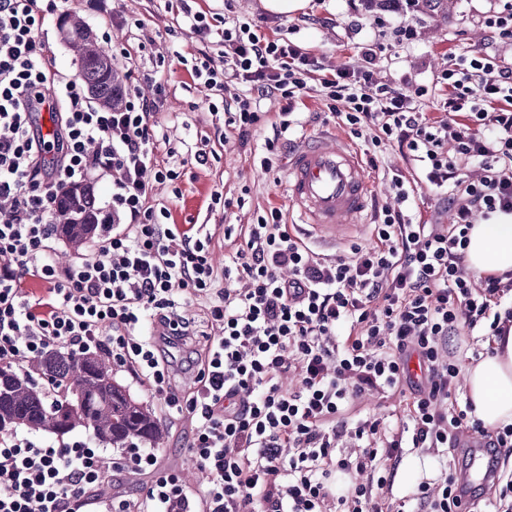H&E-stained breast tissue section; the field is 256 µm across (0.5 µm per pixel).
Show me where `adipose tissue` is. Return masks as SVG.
<instances>
[{"mask_svg":"<svg viewBox=\"0 0 512 512\" xmlns=\"http://www.w3.org/2000/svg\"><path fill=\"white\" fill-rule=\"evenodd\" d=\"M466 262L477 273L512 271V213L496 212L469 232ZM466 399L473 414L490 430L512 425V335L493 340L491 352L463 372Z\"/></svg>","mask_w":512,"mask_h":512,"instance_id":"obj_1","label":"adipose tissue"}]
</instances>
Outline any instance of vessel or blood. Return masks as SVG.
I'll return each mask as SVG.
<instances>
[{
    "label": "vessel or blood",
    "instance_id": "1",
    "mask_svg": "<svg viewBox=\"0 0 512 512\" xmlns=\"http://www.w3.org/2000/svg\"><path fill=\"white\" fill-rule=\"evenodd\" d=\"M288 199L312 236L326 242L344 238L366 222L365 212L373 195L359 152L336 135L322 133L288 153ZM467 472L463 483H487L493 458L470 437H463Z\"/></svg>",
    "mask_w": 512,
    "mask_h": 512
}]
</instances>
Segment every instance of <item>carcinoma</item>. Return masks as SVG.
Instances as JSON below:
<instances>
[{"mask_svg":"<svg viewBox=\"0 0 512 512\" xmlns=\"http://www.w3.org/2000/svg\"><path fill=\"white\" fill-rule=\"evenodd\" d=\"M367 8L385 10L405 4L412 11L449 17L454 0H365ZM80 65L92 99L103 108L116 106L122 79L112 58L99 46L84 21L65 17L60 24ZM93 189L64 192L53 216L59 236L80 248L94 235L97 213ZM26 429L64 436L83 429L106 448L140 442L155 448L164 426L153 409L133 397L115 376L110 359L97 351L73 354L53 349L21 368L0 364V430Z\"/></svg>","mask_w":512,"mask_h":512,"instance_id":"carcinoma-1","label":"carcinoma"}]
</instances>
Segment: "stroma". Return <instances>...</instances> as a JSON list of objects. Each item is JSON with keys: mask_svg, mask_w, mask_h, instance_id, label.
Returning a JSON list of instances; mask_svg holds the SVG:
<instances>
[{"mask_svg": "<svg viewBox=\"0 0 512 512\" xmlns=\"http://www.w3.org/2000/svg\"><path fill=\"white\" fill-rule=\"evenodd\" d=\"M175 0H69L66 11L83 18L94 36L118 31L108 42L109 50L128 49L141 87L159 106L158 119L169 140L159 146L158 164L174 169L178 177L156 185L152 206L167 207L174 224H199L211 234V257L216 267L224 265V227L251 224L271 208L286 211L288 197L284 162L272 170L260 165L262 145L280 128L282 102L278 97L261 100L264 123L248 143L226 130L224 112L233 106L241 86L217 91L197 80L193 67L199 43L186 31L183 14ZM203 10L243 22L256 23L271 39L284 38L309 49L324 68L353 64L360 60L363 44L378 45L374 65L378 83L409 94H422L428 116L441 111L440 78L455 57L477 49L502 64L512 66V40L492 38L484 25L490 12L512 8V0H456L449 19L430 17L408 10L370 12L363 0H308L305 10L279 15L265 11L262 0H197ZM120 15L123 26L112 24ZM297 110L303 125L294 134L302 144L322 132L348 137V129L333 116L329 100L319 83H311L299 99ZM211 151L207 165H198L194 153ZM398 169L414 177L413 163L398 152L380 153L376 168L370 169L376 207L370 210L366 226L353 231L349 239L366 243L369 222L377 208L389 201V172ZM222 191L226 205H212L213 191ZM176 316L190 323L186 342L172 348L171 369L182 393L199 385L194 361L196 351L205 347L214 331L203 304L184 302ZM167 433L159 447L165 467L183 476L189 486L204 482L206 475L193 461L187 446L189 417L167 419Z\"/></svg>", "mask_w": 512, "mask_h": 512, "instance_id": "35a3bbf8", "label": "stroma"}]
</instances>
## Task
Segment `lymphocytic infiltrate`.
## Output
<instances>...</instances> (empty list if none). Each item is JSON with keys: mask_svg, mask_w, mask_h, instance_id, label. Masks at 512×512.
Listing matches in <instances>:
<instances>
[{"mask_svg": "<svg viewBox=\"0 0 512 512\" xmlns=\"http://www.w3.org/2000/svg\"><path fill=\"white\" fill-rule=\"evenodd\" d=\"M67 0H0V363L15 366L55 348L97 350L147 380L174 419L189 416L188 446L208 475L188 486L160 469L153 451L127 449L128 468L153 475L139 496L96 498L112 478L98 446L48 445L0 433V512H384L404 457H437L436 483L420 482L396 512H460L459 476L448 451L468 435L497 454L483 512H512V426L487 430L456 398V346L476 336L512 333V272L484 275L465 262L478 219L512 213V67L471 50L442 76L445 110L428 119L413 99L375 86L373 72L340 67L322 78L340 119L373 148H398L420 181L451 210L448 224L414 221L411 183L392 174L396 206L370 226L375 243L319 254L270 209L256 223L227 226L239 237L224 262H210V236L169 221L151 206L154 183L175 180L157 166L156 101L137 82L118 108L93 106L75 80L59 77L45 26ZM201 43L218 35L220 57L195 69L206 86H248L226 123L248 141L264 115L255 97L279 96L289 120L317 71L308 49L270 39L259 25L214 28L207 13L183 5ZM57 129L44 137L42 111ZM454 152H447V144ZM482 175L470 179L456 158ZM108 175L112 198L99 222L124 217L119 230L66 267L50 259L57 198ZM32 277L46 293L23 286ZM235 279L234 289L217 287ZM210 300L214 334L197 356L200 387L179 397L160 342L184 338L169 309ZM158 333L144 335L146 321ZM417 359L420 376L409 371ZM293 374L299 386L283 388ZM399 394L401 410L356 414L367 395ZM354 444V451L342 448Z\"/></svg>", "mask_w": 512, "mask_h": 512, "instance_id": "lymphocytic-infiltrate-1", "label": "lymphocytic infiltrate"}]
</instances>
